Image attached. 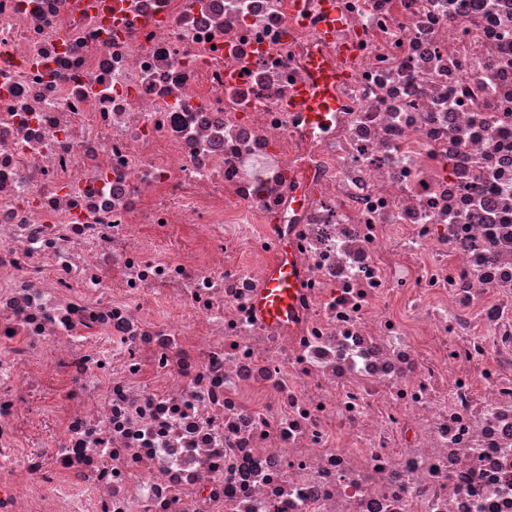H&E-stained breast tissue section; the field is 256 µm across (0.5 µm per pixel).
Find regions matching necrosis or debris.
<instances>
[{"mask_svg": "<svg viewBox=\"0 0 512 512\" xmlns=\"http://www.w3.org/2000/svg\"><path fill=\"white\" fill-rule=\"evenodd\" d=\"M336 9L0 0V512H512V0ZM314 81L299 89L295 96L296 105L308 112L315 123L327 120L330 112L335 110L334 87L348 76L346 70L326 71L316 65L313 68ZM296 284L295 271L290 264L275 263L271 266L256 300L257 308L266 321L277 322L291 311Z\"/></svg>", "mask_w": 512, "mask_h": 512, "instance_id": "1", "label": "necrosis or debris"}]
</instances>
